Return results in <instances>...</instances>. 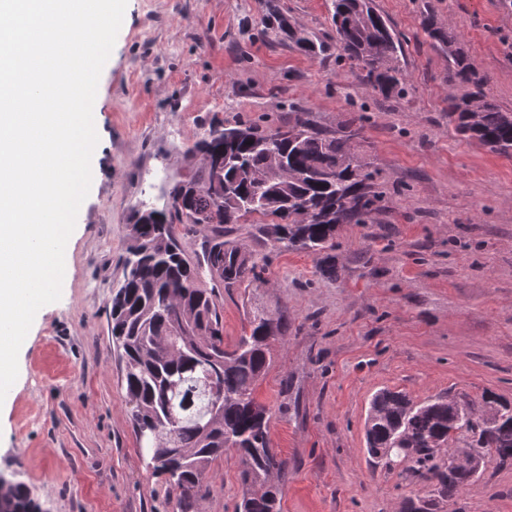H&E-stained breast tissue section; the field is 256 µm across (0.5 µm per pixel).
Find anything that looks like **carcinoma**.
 <instances>
[{"mask_svg":"<svg viewBox=\"0 0 512 512\" xmlns=\"http://www.w3.org/2000/svg\"><path fill=\"white\" fill-rule=\"evenodd\" d=\"M336 33V59L350 63L360 80L390 97L404 92L399 34L372 7V0H329ZM264 29L301 52L316 56L325 45L296 26L271 3ZM423 27L448 51V83L465 86L448 98V124L464 139L512 156V112L488 100L487 78L479 75L456 46L455 36L427 15ZM367 117L354 112L332 129L291 107L277 126L224 123L210 127L188 150L201 154L188 181L169 190V208L138 212L129 225L125 280L112 298L111 336L123 363L122 381L135 434L153 473L165 477L179 512H198L209 494L213 461L226 450L239 459L242 498L237 512H279L280 487L273 476L288 461L273 448L270 412L254 396L256 383L272 361L270 337L284 335L287 311L272 314L252 307L241 336L224 344L217 288H246L264 267L240 239L236 225L247 224L255 241L319 256L334 247L340 224H367L385 198L370 163L356 153ZM220 180L219 192L211 191ZM207 231L202 261L191 262L173 223ZM213 282L201 288L203 274ZM456 397L445 394L414 402L400 391L382 389L369 404L367 452L390 449L407 460L406 473L431 482L442 500L467 485L455 469L440 466L431 449L447 448L465 436L490 449L489 459L512 465V412L491 392L469 406V419L448 417ZM3 497L14 507L38 512L27 487L11 483Z\"/></svg>","mask_w":512,"mask_h":512,"instance_id":"carcinoma-1","label":"carcinoma"}]
</instances>
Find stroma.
Instances as JSON below:
<instances>
[{
  "mask_svg": "<svg viewBox=\"0 0 512 512\" xmlns=\"http://www.w3.org/2000/svg\"><path fill=\"white\" fill-rule=\"evenodd\" d=\"M267 0H128L98 84L96 173L72 233L62 295L35 317L17 385L0 406V476L24 483L43 512H177L141 455L112 342L111 300L123 283L128 226L168 206L192 169L188 147L210 126H274L289 107L335 127L368 122L357 151L386 190L368 224H344L317 257L248 239L260 281L217 289L224 341L251 303L288 311V331L257 383L271 439L288 461L280 512H404L422 486L373 462L368 403L378 389L414 401L490 391L512 402V157L448 123V56L424 15L450 24L495 104L512 111V0H373L399 33L408 79L390 98L363 85L335 52L308 56L262 37ZM323 40L328 0H277ZM201 512H236L238 460L209 471ZM438 512H512V467L487 462Z\"/></svg>",
  "mask_w": 512,
  "mask_h": 512,
  "instance_id": "stroma-1",
  "label": "stroma"
}]
</instances>
